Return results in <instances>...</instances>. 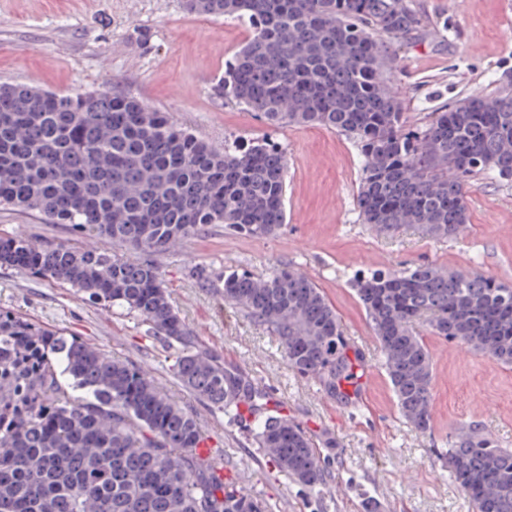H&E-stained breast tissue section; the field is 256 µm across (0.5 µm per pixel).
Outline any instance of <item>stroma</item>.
<instances>
[{
  "instance_id": "obj_1",
  "label": "stroma",
  "mask_w": 512,
  "mask_h": 512,
  "mask_svg": "<svg viewBox=\"0 0 512 512\" xmlns=\"http://www.w3.org/2000/svg\"><path fill=\"white\" fill-rule=\"evenodd\" d=\"M421 30L399 41L392 75L412 126L464 96L512 85V0H407ZM249 36L231 19L186 12L182 0H0V84L35 83L62 94L116 87L216 146L270 140L288 153L287 222L255 238L210 224L170 252L152 255L181 319L199 343L242 370L274 404L316 438L331 477L321 490L280 473L223 412L186 391L172 372L173 351L146 324L90 303L76 289L0 267V309L140 365L210 435L215 456L239 488L272 512H475L448 476V439L477 427L512 448V368L440 336H426L433 361V422L421 433L400 416L366 312L352 285L360 271L413 264L477 271L512 285V181H469L468 231L455 239L419 231L382 233L356 207L360 156L351 137L322 127L274 129L255 113L215 100L211 87ZM34 245L96 246L67 224L0 206V238ZM291 265L335 308L344 335L365 355L348 402L288 368L272 335L219 289L225 271L259 274Z\"/></svg>"
}]
</instances>
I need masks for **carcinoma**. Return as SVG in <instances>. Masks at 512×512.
<instances>
[{
  "label": "carcinoma",
  "mask_w": 512,
  "mask_h": 512,
  "mask_svg": "<svg viewBox=\"0 0 512 512\" xmlns=\"http://www.w3.org/2000/svg\"><path fill=\"white\" fill-rule=\"evenodd\" d=\"M190 14L247 25L212 95L272 127L319 125L361 152L356 205L380 232L456 238L469 223L468 180L512 178V89L468 95L407 127L391 85L390 41L417 32L405 0H182ZM288 155L274 143L217 148L128 93L60 95L0 84V205L70 224L108 244L161 254L208 224L255 237L286 223ZM0 267L68 285L118 307L174 347L180 385L247 429L270 462L311 490L328 459L238 369L201 347L158 268L103 247L0 239ZM399 413L425 433L433 363L420 335L512 366V286L432 264L359 272ZM224 303L275 337L288 366L332 396L358 379L335 308L304 273L224 272ZM209 435L140 366L77 336L0 309V512H270L200 449ZM448 476L476 512H512V448L470 428L450 437Z\"/></svg>",
  "instance_id": "cac0c4a2"
}]
</instances>
